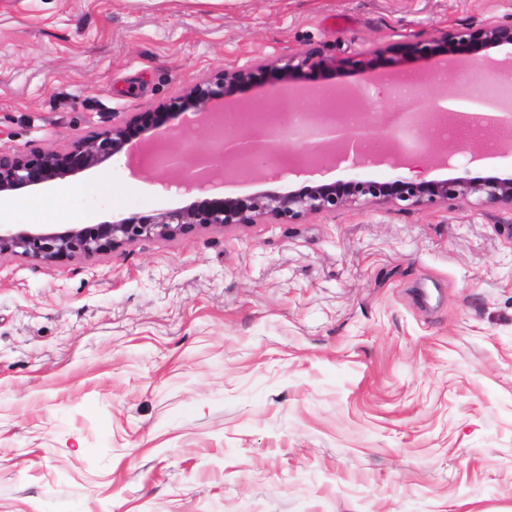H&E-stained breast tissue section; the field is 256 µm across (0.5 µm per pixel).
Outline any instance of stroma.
<instances>
[{"label":"stroma","instance_id":"1","mask_svg":"<svg viewBox=\"0 0 512 512\" xmlns=\"http://www.w3.org/2000/svg\"><path fill=\"white\" fill-rule=\"evenodd\" d=\"M512 19V0H0V150L58 149L224 68L314 48L322 94L410 106L348 62ZM482 69L434 99L497 84ZM349 162L226 184L344 179ZM410 180L479 178L460 149ZM97 224L185 204L125 155L77 173ZM61 188L16 191L43 223ZM512 206L373 203L45 264L0 257V512H512Z\"/></svg>","mask_w":512,"mask_h":512}]
</instances>
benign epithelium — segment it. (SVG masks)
<instances>
[{
    "label": "benign epithelium",
    "instance_id": "obj_1",
    "mask_svg": "<svg viewBox=\"0 0 512 512\" xmlns=\"http://www.w3.org/2000/svg\"><path fill=\"white\" fill-rule=\"evenodd\" d=\"M512 46V20L488 19L478 26L452 31L444 30L435 36L417 40L403 47L378 51L371 57L350 61V65L368 74L372 81H382L386 73L377 70L378 60L385 53L388 67L397 68L406 56H413L436 66L440 63L450 68L476 66L496 75H512V54L499 57L494 49ZM343 62L324 57L319 51L309 49L299 56L250 64L244 67L222 69L206 79L187 87L183 96L162 112H145L133 116L123 125L95 132L74 140L63 149L42 151H0V196L19 189L47 182L63 180L84 170L98 166L121 154L135 137L140 138L139 154L128 156L129 163L143 170L148 168L161 174L184 190L186 194L205 193L222 178L229 183L241 176L237 157L224 151L222 158L212 163L206 154H187L169 143L162 136L169 131L170 122L188 107L194 108L196 121L207 126L224 124V117L245 108L237 97L241 88L252 85H269L277 97L288 94L310 96L317 89L297 84L292 75L316 74ZM331 105L312 114L308 124L310 141L301 149L287 154V167L296 168L306 163L305 157L317 155L333 159L340 153L354 152L362 155L363 147L355 138L326 140L324 132L346 126L342 117L330 112ZM280 126L276 116L269 115L262 122L246 120L241 137L256 140L261 152L254 158L255 178L266 177L271 151L277 143L271 128ZM456 150L450 141L421 143L418 150L407 148L406 142L397 141L387 156L378 159L393 171L408 166L415 155L430 161L435 167L447 166V156ZM475 197L481 205H512V177H491L483 180L451 178L440 181H411L390 179L376 181L362 179L356 174L334 184H317L298 191H262L238 198H196L172 210H158L150 215L132 216L101 224H67L51 228L43 224L18 228L12 224L0 225V256H21L41 262H59L76 257L114 252L128 243L141 239L172 238L199 228L234 224H298L305 217L330 212L358 203L397 204L406 202L418 206H448L460 198Z\"/></svg>",
    "mask_w": 512,
    "mask_h": 512
}]
</instances>
